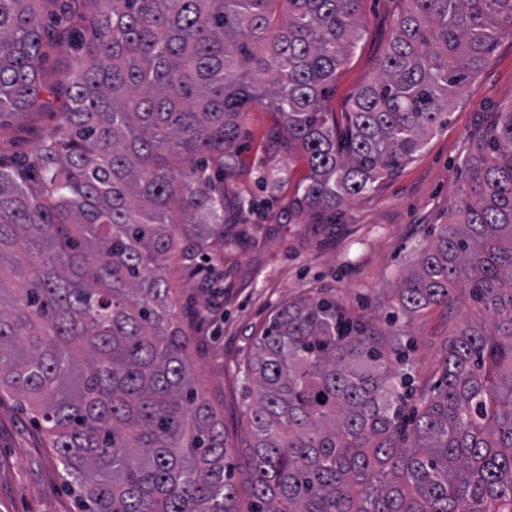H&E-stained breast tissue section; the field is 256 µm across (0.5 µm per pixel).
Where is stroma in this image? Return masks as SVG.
Returning <instances> with one entry per match:
<instances>
[{
    "mask_svg": "<svg viewBox=\"0 0 512 512\" xmlns=\"http://www.w3.org/2000/svg\"><path fill=\"white\" fill-rule=\"evenodd\" d=\"M404 0H362V36L350 61L330 86L331 111H347L357 91L373 80ZM512 104V35L502 37L489 64L465 86L448 113V124L429 139L420 156L398 175L382 180L337 212L294 209V184L308 168L275 151L268 139L275 113L256 108L247 120L248 140L232 177L228 198L252 200L253 208L225 226L227 242L219 266L220 295L181 283L193 327L194 368L224 414V437L244 467L249 436L238 371L272 313L300 296H330L356 316L372 317L392 296L398 273L415 258L434 225L448 221V206L464 180L463 162L475 137L503 106ZM53 109L10 117L0 125V154L30 155L53 125ZM290 165L287 182L262 188V166ZM466 303L437 306L410 322L406 332L412 361L407 367L418 389L441 379L451 331L473 317ZM33 418L13 398L0 399V512H77L73 492L61 478L50 449L41 447Z\"/></svg>",
    "mask_w": 512,
    "mask_h": 512,
    "instance_id": "obj_1",
    "label": "stroma"
}]
</instances>
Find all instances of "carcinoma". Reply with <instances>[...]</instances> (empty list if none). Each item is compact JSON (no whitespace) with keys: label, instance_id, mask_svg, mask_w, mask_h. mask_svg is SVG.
Listing matches in <instances>:
<instances>
[{"label":"carcinoma","instance_id":"obj_1","mask_svg":"<svg viewBox=\"0 0 512 512\" xmlns=\"http://www.w3.org/2000/svg\"><path fill=\"white\" fill-rule=\"evenodd\" d=\"M0 0V120L43 108L41 60L77 41L65 100L32 155H0V397L41 421L79 512H240L224 415L188 357L174 283L216 288L224 176L247 112H276L308 166L302 209L334 211L411 163L512 34V0H405L344 126L326 87L363 30L362 0ZM402 272L413 318L468 291L482 317L448 337L421 394L401 336L328 297L269 318L242 367L250 512H512V105Z\"/></svg>","mask_w":512,"mask_h":512}]
</instances>
